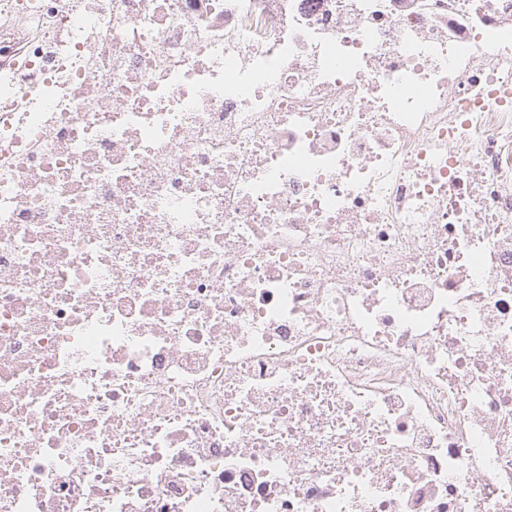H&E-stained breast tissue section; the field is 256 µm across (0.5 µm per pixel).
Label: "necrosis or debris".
Wrapping results in <instances>:
<instances>
[{
  "label": "necrosis or debris",
  "mask_w": 512,
  "mask_h": 512,
  "mask_svg": "<svg viewBox=\"0 0 512 512\" xmlns=\"http://www.w3.org/2000/svg\"><path fill=\"white\" fill-rule=\"evenodd\" d=\"M0 512H512V0H0Z\"/></svg>",
  "instance_id": "necrosis-or-debris-1"
}]
</instances>
